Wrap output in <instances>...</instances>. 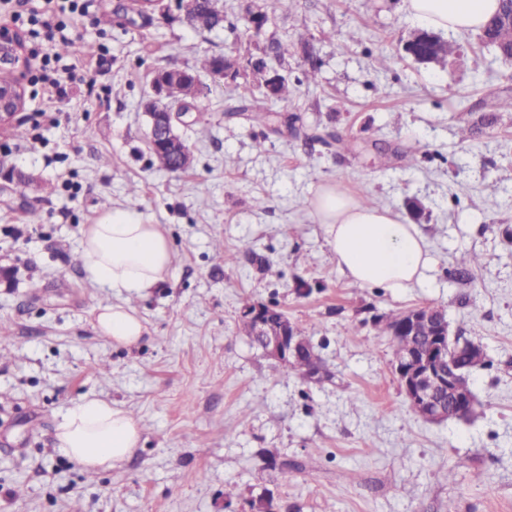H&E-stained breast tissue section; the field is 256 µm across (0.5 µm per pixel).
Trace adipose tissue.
Here are the masks:
<instances>
[{
  "instance_id": "ef3b65f1",
  "label": "adipose tissue",
  "mask_w": 512,
  "mask_h": 512,
  "mask_svg": "<svg viewBox=\"0 0 512 512\" xmlns=\"http://www.w3.org/2000/svg\"><path fill=\"white\" fill-rule=\"evenodd\" d=\"M411 18L442 31H481L499 0H407ZM336 263L352 282L404 290L420 283L431 265L424 236L391 208L363 203L338 185L324 186L310 202ZM173 249L159 225L115 210L86 225L81 239L83 269L89 281L115 294H142L167 276ZM94 328L104 340L135 346L147 331L136 311L121 303L98 306ZM140 440L138 421L127 411L97 398L66 408L55 428V442L85 470L113 469Z\"/></svg>"
}]
</instances>
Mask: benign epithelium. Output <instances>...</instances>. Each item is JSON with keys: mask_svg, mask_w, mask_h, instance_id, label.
Here are the masks:
<instances>
[{"mask_svg": "<svg viewBox=\"0 0 512 512\" xmlns=\"http://www.w3.org/2000/svg\"><path fill=\"white\" fill-rule=\"evenodd\" d=\"M433 41V36L425 32L415 34L408 43V50L416 57L424 55ZM19 38L14 34L0 35V65L19 62ZM211 75L221 80L235 81L239 77L250 79L260 85L266 95L275 94L282 75L265 62V53L259 52L248 58L246 66H241L234 53L220 58ZM189 75L180 68H168L161 78L152 82V94L143 102V110L149 117L148 143L150 148L179 155L186 142L176 130V122L193 109V104L201 94L198 79H193V94L176 103L167 98L171 84L187 81ZM25 106L24 91L21 87H0V125L8 124ZM435 309L425 305L406 311L402 316L403 327L415 329L416 323L426 320L434 325L435 334L430 343L414 352L407 361L395 365L399 385L414 413L422 419L433 421L447 420L460 416L466 407L473 403L470 394L457 389L458 374L451 366L448 354L457 341L449 321L434 318ZM242 315L256 324L253 339L258 341L268 357L286 360L288 355L308 348L307 341L288 325V319L276 318L275 306L247 304Z\"/></svg>", "mask_w": 512, "mask_h": 512, "instance_id": "benign-epithelium-1", "label": "benign epithelium"}]
</instances>
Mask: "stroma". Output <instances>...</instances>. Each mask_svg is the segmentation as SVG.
<instances>
[{"label": "stroma", "instance_id": "obj_1", "mask_svg": "<svg viewBox=\"0 0 512 512\" xmlns=\"http://www.w3.org/2000/svg\"><path fill=\"white\" fill-rule=\"evenodd\" d=\"M165 2L132 19L128 0H95L63 55L90 86L28 97L0 126V512H256L264 495L273 512H512V112L495 107L512 97V62L464 31L445 35L454 55L415 61L406 0H290L257 36L243 0H223V28L204 33ZM273 41L294 96L271 105L200 71L205 118L178 127L195 165L159 168L141 107L154 71ZM233 91L272 106V121L228 115ZM45 107L61 125L16 137ZM329 182L417 225L432 258L421 284L390 292L341 272L309 209ZM115 210L172 244L166 280L141 295L84 276L82 231ZM121 300L148 328L130 348L93 328L95 308ZM249 303L302 330L325 380L285 373L239 334ZM426 304L485 351L472 421L426 422L401 391L375 321ZM87 397L142 428L98 474L55 446L60 413Z\"/></svg>", "mask_w": 512, "mask_h": 512}]
</instances>
